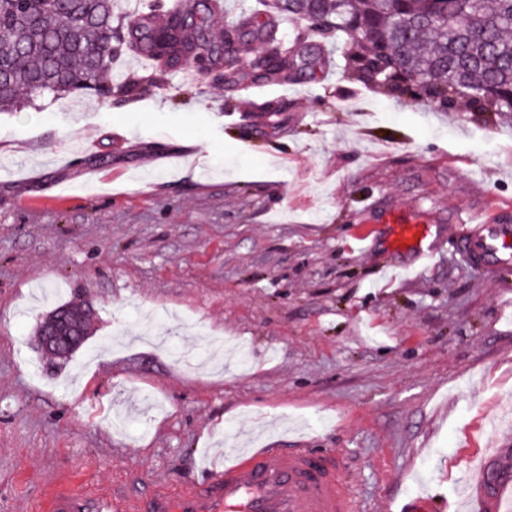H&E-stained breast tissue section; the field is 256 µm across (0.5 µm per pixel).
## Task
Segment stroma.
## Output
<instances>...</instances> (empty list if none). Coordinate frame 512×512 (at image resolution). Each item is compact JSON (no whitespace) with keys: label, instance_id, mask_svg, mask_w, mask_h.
Here are the masks:
<instances>
[{"label":"stroma","instance_id":"1","mask_svg":"<svg viewBox=\"0 0 512 512\" xmlns=\"http://www.w3.org/2000/svg\"><path fill=\"white\" fill-rule=\"evenodd\" d=\"M278 27L325 78L187 91L122 53L103 79L137 95L0 111V512L73 471L194 484L256 431L341 454L365 512H462L474 462L512 447V267L457 248L480 215L512 224V124L343 78L335 43ZM389 213L430 225L427 267ZM80 302L89 334L53 364L37 328Z\"/></svg>","mask_w":512,"mask_h":512}]
</instances>
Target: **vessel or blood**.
<instances>
[{"label": "vessel or blood", "instance_id": "obj_1", "mask_svg": "<svg viewBox=\"0 0 512 512\" xmlns=\"http://www.w3.org/2000/svg\"><path fill=\"white\" fill-rule=\"evenodd\" d=\"M397 243L415 247L421 265L433 249L430 227L404 214L388 218ZM458 248L475 268L512 266V225L485 216L471 225ZM221 464L203 482L173 493L152 483L124 491H88L73 475L43 487L40 512H356L344 481V460L316 448H223ZM480 512H512V450L494 449L467 479Z\"/></svg>", "mask_w": 512, "mask_h": 512}]
</instances>
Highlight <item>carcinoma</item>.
Wrapping results in <instances>:
<instances>
[{"mask_svg":"<svg viewBox=\"0 0 512 512\" xmlns=\"http://www.w3.org/2000/svg\"><path fill=\"white\" fill-rule=\"evenodd\" d=\"M113 0H0V110L25 100L59 98L95 90L101 98L132 91L119 82L101 84L112 67L115 28ZM217 0H180L176 11L156 24L151 15L123 20L124 45L161 71L183 61L209 71L224 59L210 19ZM263 9L247 23L262 43L252 67L262 68L269 52L281 50L269 23L286 16L305 20L318 36L344 38L352 49L343 73L358 74L385 88L396 71L411 73L438 108L458 97L480 99L486 112L512 115V0H262ZM88 330L85 308L61 305L59 315Z\"/></svg>","mask_w":512,"mask_h":512,"instance_id":"obj_1","label":"carcinoma"}]
</instances>
